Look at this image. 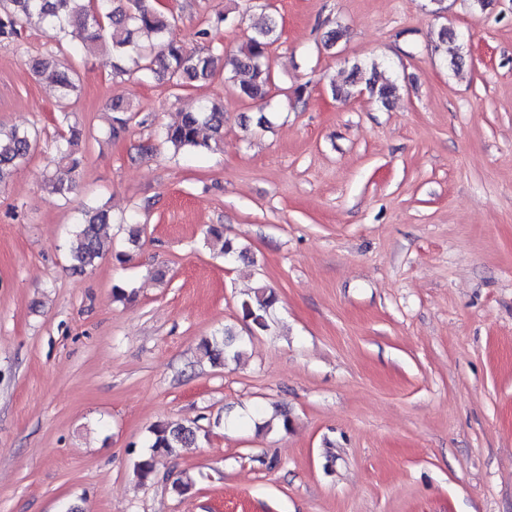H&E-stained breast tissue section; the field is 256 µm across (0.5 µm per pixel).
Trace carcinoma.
<instances>
[{"mask_svg": "<svg viewBox=\"0 0 512 512\" xmlns=\"http://www.w3.org/2000/svg\"><path fill=\"white\" fill-rule=\"evenodd\" d=\"M34 22L60 37L71 28L86 32L90 44L112 54L115 77L128 74L130 62L140 71L167 77L178 88L219 74L217 57L191 52L172 37V18L159 0H9V6L0 12V47L10 45ZM278 39V22L272 18L249 38L239 54L225 61L228 71L224 81L231 83L243 98L253 102L268 98L275 79L267 58ZM31 68L61 98L77 88V74L60 65L51 54L32 59ZM361 88L368 89L384 104L399 90L396 82L382 74L373 62L369 66L354 65L344 84L335 88V96L347 100ZM109 111L113 113L112 123L120 127L138 115L133 104L123 101L111 103ZM160 134L176 154L218 150L224 141V110L219 104L207 101L195 110L181 113L180 119L162 128ZM84 143L82 131L75 126L68 127L67 132L60 134L54 168L44 175V188L63 200L69 199L77 186ZM36 147L37 137L31 132L0 126V183L25 164ZM110 223L109 211L98 201L90 199L81 205L66 241L73 271L84 272L94 267L109 251L106 228ZM208 235L224 257H245L246 251H239L224 240L219 229L209 228ZM276 301L275 292L262 286L241 302L243 319L248 321L252 332L271 330ZM243 347L244 340L229 331L206 338L200 344L202 355L215 366L238 358ZM205 436L207 431L195 422L154 424L145 451L134 464L135 475L141 481L151 479L157 456H173Z\"/></svg>", "mask_w": 512, "mask_h": 512, "instance_id": "cac0c4a2", "label": "carcinoma"}]
</instances>
